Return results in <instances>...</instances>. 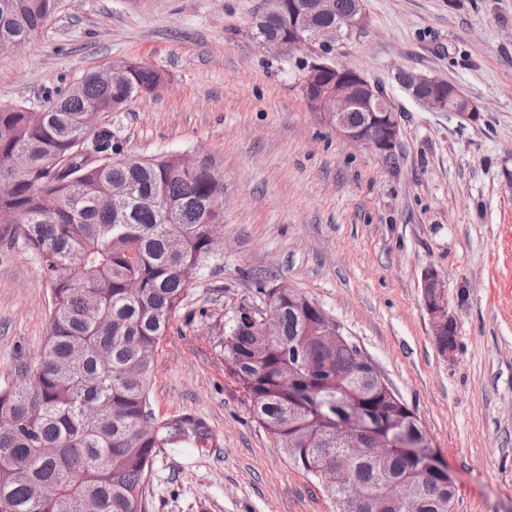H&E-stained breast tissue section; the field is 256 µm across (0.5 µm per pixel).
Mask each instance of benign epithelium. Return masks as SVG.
I'll return each instance as SVG.
<instances>
[{
  "label": "benign epithelium",
  "instance_id": "benign-epithelium-1",
  "mask_svg": "<svg viewBox=\"0 0 512 512\" xmlns=\"http://www.w3.org/2000/svg\"><path fill=\"white\" fill-rule=\"evenodd\" d=\"M288 10V41L263 38L257 40L259 46L276 53L312 51L308 72L320 73L322 78L319 81L309 79L304 83L303 93L309 107L319 112L342 140L365 146L384 160L391 158L401 137L398 112L381 89L366 77L326 62L336 43L366 26L368 16L364 0H351L344 12L340 11L337 0H290ZM320 15H333L336 22L321 28L316 24ZM130 66V62L114 63L96 71V76L102 81L113 82L119 79L122 70ZM395 79L414 101L432 112H450L469 122L480 118V106L443 77L400 69ZM422 288L423 304L431 317L432 335L441 336L456 325V319L448 312L443 281L435 269L426 270ZM244 310L255 316L258 327L265 334L277 331L278 311L270 303L258 309L246 306ZM366 427L374 433L376 451L395 448L410 457L421 458L427 472L437 475L445 485L452 484L446 465L429 443L412 441L396 422L352 413L349 426L344 430V443L357 445L362 429Z\"/></svg>",
  "mask_w": 512,
  "mask_h": 512
}]
</instances>
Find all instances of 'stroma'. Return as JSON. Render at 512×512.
Listing matches in <instances>:
<instances>
[{
	"instance_id": "obj_1",
	"label": "stroma",
	"mask_w": 512,
	"mask_h": 512,
	"mask_svg": "<svg viewBox=\"0 0 512 512\" xmlns=\"http://www.w3.org/2000/svg\"><path fill=\"white\" fill-rule=\"evenodd\" d=\"M260 0H60L48 26L0 50V104L37 105L115 61L164 88L120 113L122 153L199 156L224 183V265L202 272L158 349L149 408L199 420L165 448L149 512H334L288 463L224 367L234 310L286 283L317 303L414 411L453 478L450 512H512V0H365L367 25L333 64L379 84L399 113L392 160L348 143L301 92L306 51L260 47ZM447 78L477 122L431 112L397 69ZM0 224V386L50 328L38 262ZM442 276L457 322L442 357L422 300Z\"/></svg>"
}]
</instances>
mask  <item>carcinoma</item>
<instances>
[{"instance_id":"1","label":"carcinoma","mask_w":512,"mask_h":512,"mask_svg":"<svg viewBox=\"0 0 512 512\" xmlns=\"http://www.w3.org/2000/svg\"><path fill=\"white\" fill-rule=\"evenodd\" d=\"M59 0H0V49L28 42ZM288 18L254 25V35L284 36ZM158 71L134 67L119 85L89 72L40 112L0 104V224L39 262L50 288V331L41 357L21 383L0 389V512H149L145 483L160 449L203 439L190 416L157 420L148 390L158 345L184 306L191 282L224 259V187L204 170L180 172L178 155L121 154L112 115L157 91ZM96 132L90 163L77 135ZM27 165L15 168L16 154ZM124 184L127 210H112V185ZM279 335L231 320L224 365L245 393L252 416L288 462L309 474L331 501L355 491L353 512H448L453 494L397 453L353 454L336 428L338 402L389 419L401 413L389 391L356 372L359 350L348 337L320 336L322 321L288 301ZM299 381L301 395L288 394ZM53 448L49 458L40 449ZM345 470L347 487L328 481ZM410 484L406 500L395 486Z\"/></svg>"}]
</instances>
